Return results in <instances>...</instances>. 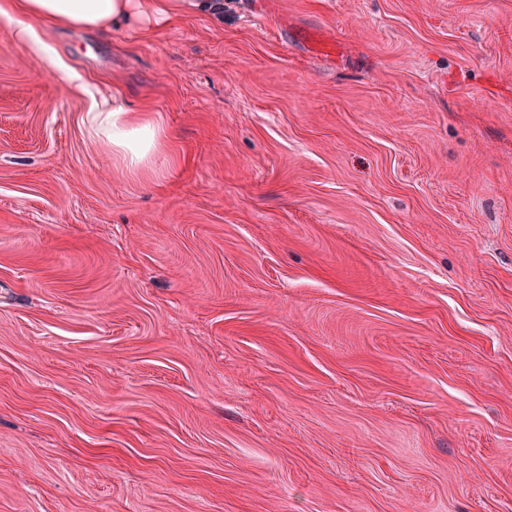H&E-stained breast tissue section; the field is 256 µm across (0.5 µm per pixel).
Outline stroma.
<instances>
[{"instance_id": "obj_1", "label": "stroma", "mask_w": 512, "mask_h": 512, "mask_svg": "<svg viewBox=\"0 0 512 512\" xmlns=\"http://www.w3.org/2000/svg\"><path fill=\"white\" fill-rule=\"evenodd\" d=\"M48 43L0 18V512H512V0ZM147 107L128 105L119 89L102 96L88 112L89 126L112 150L125 168L137 172L145 167L163 143L161 125Z\"/></svg>"}]
</instances>
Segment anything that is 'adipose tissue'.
I'll list each match as a JSON object with an SVG mask.
<instances>
[{
	"instance_id": "1",
	"label": "adipose tissue",
	"mask_w": 512,
	"mask_h": 512,
	"mask_svg": "<svg viewBox=\"0 0 512 512\" xmlns=\"http://www.w3.org/2000/svg\"><path fill=\"white\" fill-rule=\"evenodd\" d=\"M224 7V0H0V17L13 23L17 43L35 44L38 22L81 30L128 23L149 32L189 16L220 14ZM87 122L132 172L145 167L164 141L147 108L128 105L117 89L95 103Z\"/></svg>"
}]
</instances>
